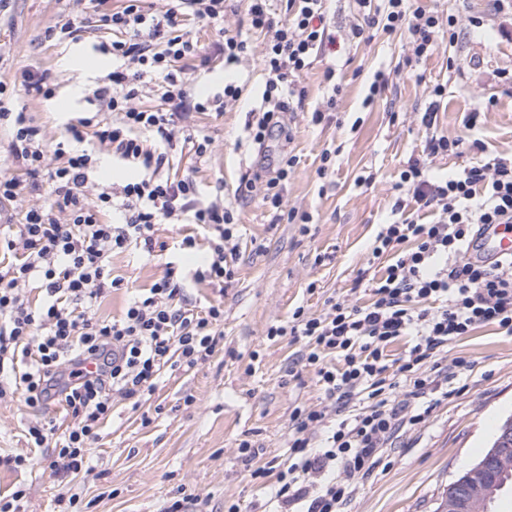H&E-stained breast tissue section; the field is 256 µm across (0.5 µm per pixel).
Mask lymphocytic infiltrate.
<instances>
[{"mask_svg":"<svg viewBox=\"0 0 512 512\" xmlns=\"http://www.w3.org/2000/svg\"><path fill=\"white\" fill-rule=\"evenodd\" d=\"M88 15L112 27L114 67L88 94V102L112 112L110 121L82 118L70 125V142L48 144L42 129L24 110L14 109L0 83V124L10 125L14 173L0 174V202L25 201L48 190L43 202L27 204L19 223L0 237V397L21 395L36 407L56 400L73 418L65 431L34 422L25 429L28 447L51 449L49 468L59 477L81 473L112 413L113 397L142 401L156 390L163 367L191 369L206 362L224 339V307L197 310L185 294L187 282L224 290L235 279L237 253L230 242L236 230L233 204L204 201L192 171H172L175 143L190 147L197 159L210 154L211 140L188 123L192 114L221 111L238 99L241 86L229 81L220 98L190 94V77L211 55L225 67L248 51L242 33L219 30L213 53L203 52L194 22L223 21L237 0H166L164 8H145L142 0H121L102 12L105 0H85ZM251 33L266 40L261 66L266 76L263 109L248 125L253 142L265 144L281 130L291 99H305L301 77L315 52L335 45L325 25L324 0H248ZM355 0L360 24L355 37L377 30L407 31L417 58L429 56L440 29L449 43L461 32L456 17L441 21L420 0ZM152 89L156 107L138 100ZM99 146L140 171L134 181L112 188L98 184L99 158L84 145ZM461 142L431 137L427 158L410 161L402 175L406 199L434 213L424 224L404 219L382 225L371 246L380 262L372 278L369 304L329 303L317 316L296 308L290 324L270 327L269 336L300 341L299 360L325 394L327 406L295 405L289 415L288 457L278 473L256 466L258 448L248 439L238 454L250 477L275 475L274 512H346L356 477L379 465V451L405 427L423 421L413 409L418 400L447 395L466 367L465 358L439 360L449 342L494 326L512 335V256L493 263L469 258L480 228H512V157L488 154L481 141L471 150L479 159L463 173L429 176L428 157L454 155ZM296 159L283 157L264 180L242 179L233 192L244 201L260 192L263 205L278 220L306 224L307 213L286 208L284 194ZM119 214L112 223L111 214ZM161 224H188L180 251L208 242L204 266L191 270L167 262L162 278L139 289L122 318L99 319L95 307L118 289L111 276L113 254L135 247L153 254ZM39 281L44 293L32 304L25 288ZM405 341L398 369L387 349ZM94 361L96 374L85 373Z\"/></svg>","mask_w":512,"mask_h":512,"instance_id":"obj_1","label":"lymphocytic infiltrate"}]
</instances>
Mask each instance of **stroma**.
I'll list each match as a JSON object with an SVG mask.
<instances>
[{"mask_svg":"<svg viewBox=\"0 0 512 512\" xmlns=\"http://www.w3.org/2000/svg\"><path fill=\"white\" fill-rule=\"evenodd\" d=\"M423 3L455 15L463 39L455 46L440 41L431 56L417 62L405 36L379 33L366 44L348 39L356 21L354 2L330 0L327 19L340 44L313 58L302 78L304 104L284 116L290 137L269 147L271 156H296L285 206L310 213L311 222L304 228L278 224L259 199L237 203L234 282L221 293L192 282L186 288L197 306L223 303V350L192 369H163L155 393L140 406L114 399L90 452L89 472L63 480L38 456L21 470L0 465V492L24 487L27 512H70L72 497L81 512H160L180 493L207 498L210 512H224L228 501L239 503L242 512H262L267 489L251 481L238 456L239 441L253 440L260 462L284 460L293 406L327 403L310 372H291L299 343L289 335L268 338V328L286 323L299 306L316 316L331 299L371 302L365 273L370 246L380 224L394 219L391 205L401 172L409 159L422 156L432 134L478 139L491 152L512 155V86L499 78L500 72H512V13L497 12L494 0ZM63 17L77 27L76 39L45 41V29ZM475 17L485 18V25L473 27ZM250 41V54L237 69L225 70L216 58L192 83L202 97L222 93L228 79L243 88L221 113L194 119L211 139L210 158L197 164L189 152L172 153L173 166L196 167L207 201L214 200L217 185L231 190L243 176L259 172L260 148L248 139L245 125L261 107L264 40L254 35ZM111 43V29L87 17L83 0H9L0 9V82L49 141H56L79 118L110 120V113L98 112L85 97H69L77 74L68 58L79 50L96 60L86 80L94 86L112 69ZM452 56L459 59L454 70L448 67ZM329 68L335 71L331 83L324 79ZM26 69L49 72L52 98L26 89L20 78ZM378 72L388 75L389 84L373 97L369 86ZM436 84L445 94L428 129L421 116L430 102L428 89ZM331 96L335 112L312 124V112L324 109ZM475 110L481 121L467 128L466 117ZM326 148L336 156L321 179L316 169ZM164 272V257L114 255L112 275L123 287L102 300L97 316L121 317L129 289L150 287ZM439 356L469 361L459 391L394 439L373 474L355 484L347 512H435L448 484L512 417V335L481 328ZM189 395L195 398L190 405ZM34 415L22 399L0 400V458L25 452L24 425Z\"/></svg>","mask_w":512,"mask_h":512,"instance_id":"obj_1","label":"stroma"}]
</instances>
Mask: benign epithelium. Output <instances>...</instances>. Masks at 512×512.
Returning <instances> with one entry per match:
<instances>
[{"label": "benign epithelium", "mask_w": 512, "mask_h": 512, "mask_svg": "<svg viewBox=\"0 0 512 512\" xmlns=\"http://www.w3.org/2000/svg\"><path fill=\"white\" fill-rule=\"evenodd\" d=\"M496 469L504 477L512 474V418L499 427L485 456L470 464L448 485L441 499L440 512H479L482 505L494 501L506 481L488 483L483 475Z\"/></svg>", "instance_id": "7a95c632"}]
</instances>
